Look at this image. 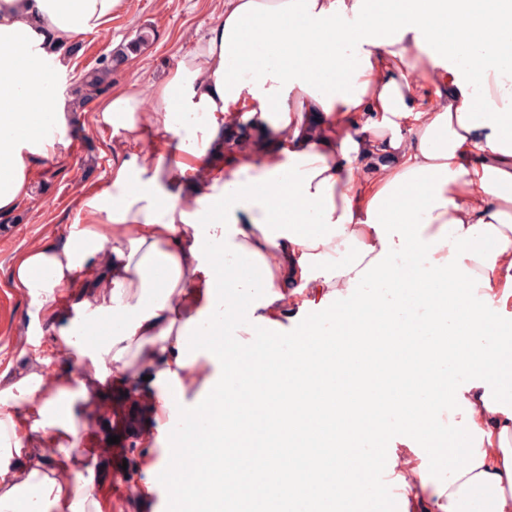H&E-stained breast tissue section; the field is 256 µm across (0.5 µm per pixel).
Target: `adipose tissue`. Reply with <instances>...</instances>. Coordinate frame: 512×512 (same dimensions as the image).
<instances>
[{
    "mask_svg": "<svg viewBox=\"0 0 512 512\" xmlns=\"http://www.w3.org/2000/svg\"><path fill=\"white\" fill-rule=\"evenodd\" d=\"M121 2L0 0V213L20 209L37 166L68 150L62 47L101 30ZM254 31L268 36L259 59ZM510 37L512 0H224L151 96L130 83L95 100L96 123L152 148L115 151L107 186L77 197L71 232L17 261L31 334L58 324L71 359L101 380L153 372L161 411L200 358L229 372L233 356L213 337L240 350L267 337L255 391L269 435L326 429L340 463L357 467L359 437L421 449L422 465L391 479L396 512L429 493L434 512H512V61L497 50ZM236 122L273 131L276 149L226 150ZM219 254L244 306L200 286ZM392 288L444 317L423 360L398 357L397 372L415 382L429 363L448 396L414 413L396 392L403 413L369 429L310 378L344 370L375 336L416 335L421 319L389 302ZM64 294L67 323L54 307ZM370 305L388 321L356 325ZM84 322L101 333L84 337ZM329 326L343 342L309 356ZM86 398L83 380L46 366L0 390V512H104L92 477L73 490L55 464L23 457L25 434L76 440ZM162 465L174 512L240 501L266 512L288 495L321 512L355 489L345 477L260 486L243 463L224 480L182 448Z\"/></svg>",
    "mask_w": 512,
    "mask_h": 512,
    "instance_id": "ef3b65f1",
    "label": "adipose tissue"
}]
</instances>
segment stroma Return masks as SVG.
Masks as SVG:
<instances>
[{"label": "stroma", "mask_w": 512, "mask_h": 512, "mask_svg": "<svg viewBox=\"0 0 512 512\" xmlns=\"http://www.w3.org/2000/svg\"><path fill=\"white\" fill-rule=\"evenodd\" d=\"M224 13V0H122L120 10L100 31L80 37V51L69 57L57 92L65 94L100 56L128 43L137 30L150 28L153 39L141 53L129 58L113 78V85L137 82L144 93L162 81L178 59L190 52L196 41ZM70 148L65 159L40 165L34 175L31 193L21 211L0 215V225L15 228L12 238L0 243V293L11 298L10 308L0 316V390L14 383L29 368L27 352L18 325L28 323V299L11 286L13 267L28 249L41 242L64 238L77 219L75 200L81 188L106 184L112 169V131L96 126L91 118L69 126ZM89 399L79 414L82 431L95 432L102 438L115 433L112 413L129 415L140 407L129 390L115 385L100 390L96 378L86 380ZM153 434L165 435V443L129 448L121 445L119 457L91 455L86 440H79L68 451L42 436L27 444L29 453L43 462L69 455L71 466L89 462L94 471L96 495L106 502V512H168L169 503L163 489H156L150 500H133L121 496L124 484L140 485L146 478H159V458L166 449L186 445V437L175 433L167 419L155 418Z\"/></svg>", "instance_id": "1"}]
</instances>
